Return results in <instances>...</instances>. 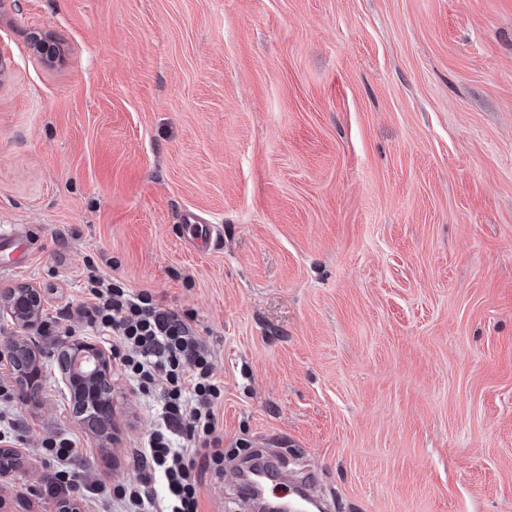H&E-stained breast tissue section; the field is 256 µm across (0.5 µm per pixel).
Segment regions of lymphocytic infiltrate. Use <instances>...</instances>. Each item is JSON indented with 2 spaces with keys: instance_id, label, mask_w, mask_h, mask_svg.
<instances>
[{
  "instance_id": "1",
  "label": "lymphocytic infiltrate",
  "mask_w": 512,
  "mask_h": 512,
  "mask_svg": "<svg viewBox=\"0 0 512 512\" xmlns=\"http://www.w3.org/2000/svg\"><path fill=\"white\" fill-rule=\"evenodd\" d=\"M85 289L90 304L81 314L87 327L111 342L130 384L159 399L158 425L132 453L133 480L108 490L96 501L97 512H199L202 484L224 471L216 414L224 384L192 317L164 309L150 291H131L94 264L87 267ZM42 447L53 462L45 492L67 502L80 488L76 442L55 436ZM159 482L166 488L161 500L154 496Z\"/></svg>"
}]
</instances>
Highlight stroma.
Wrapping results in <instances>:
<instances>
[{"label": "stroma", "instance_id": "35a3bbf8", "mask_svg": "<svg viewBox=\"0 0 512 512\" xmlns=\"http://www.w3.org/2000/svg\"><path fill=\"white\" fill-rule=\"evenodd\" d=\"M2 224L0 292L62 332L0 310L38 366L0 512H55L44 438L109 488L155 425L117 366L111 437L73 411L90 262L224 382L201 512H246L252 450L328 512H512V0H0ZM24 240L28 239L20 236L16 231L15 226H12L8 231H6L2 226L0 251L3 252L12 249L10 252L13 255L11 265L14 267H20L28 260L29 252H26L28 249L23 246V243L21 242ZM39 297L32 288L13 290L8 295L0 294V304H6L10 312L26 326H34L38 319Z\"/></svg>", "mask_w": 512, "mask_h": 512}]
</instances>
